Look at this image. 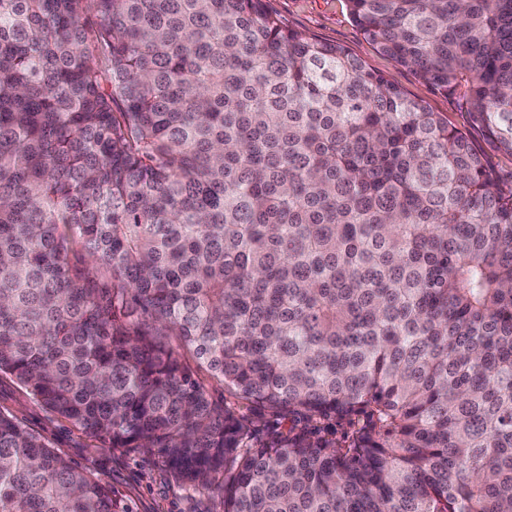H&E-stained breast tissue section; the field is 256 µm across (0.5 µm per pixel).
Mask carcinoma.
Wrapping results in <instances>:
<instances>
[{"instance_id": "cac0c4a2", "label": "carcinoma", "mask_w": 512, "mask_h": 512, "mask_svg": "<svg viewBox=\"0 0 512 512\" xmlns=\"http://www.w3.org/2000/svg\"><path fill=\"white\" fill-rule=\"evenodd\" d=\"M347 7L512 155V0ZM2 374L224 512H512V183L264 0H0ZM0 512L126 510L0 411ZM197 376L200 379V381H202L205 384V386L209 390L210 395L214 400H217L224 404V399L227 398V401L231 402L232 407L235 408L238 414L248 416L253 421L254 428L256 429V438L258 441L265 440L266 429L272 423L278 422V428L281 431L286 432L288 430V427L290 426L288 417H286L285 419H276V417L267 414L264 417L257 418L252 414V412L249 409H247L246 405L238 402L234 403L235 400L228 396V394L224 391L223 385L210 379L205 372L198 371Z\"/></svg>"}]
</instances>
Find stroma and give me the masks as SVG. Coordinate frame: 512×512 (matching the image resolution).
<instances>
[{
  "mask_svg": "<svg viewBox=\"0 0 512 512\" xmlns=\"http://www.w3.org/2000/svg\"><path fill=\"white\" fill-rule=\"evenodd\" d=\"M265 3L286 28L343 46L368 68L384 75L411 97L422 100L431 111L446 116L449 123L468 133L487 164L503 181H512V155L501 152L484 131L474 126L455 98L437 91L412 70L380 53L351 20L346 0H265ZM0 410L22 417L73 466L99 475L130 512L224 510L220 496L204 489L185 488L173 479L157 454L87 447L80 432L36 403L23 387L6 376H0Z\"/></svg>",
  "mask_w": 512,
  "mask_h": 512,
  "instance_id": "1",
  "label": "stroma"
}]
</instances>
